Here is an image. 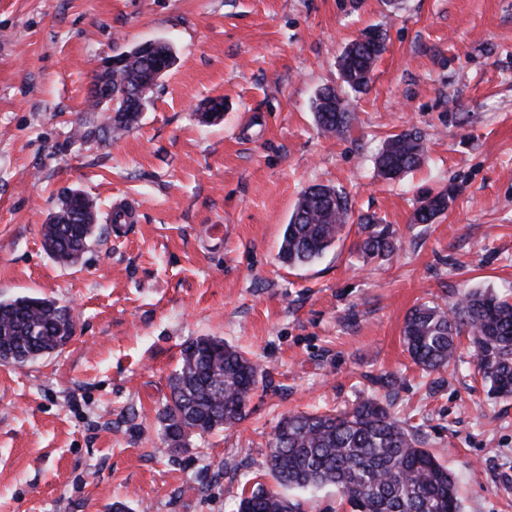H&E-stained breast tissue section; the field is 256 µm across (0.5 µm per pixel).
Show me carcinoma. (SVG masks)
Segmentation results:
<instances>
[{
    "instance_id": "1",
    "label": "carcinoma",
    "mask_w": 512,
    "mask_h": 512,
    "mask_svg": "<svg viewBox=\"0 0 512 512\" xmlns=\"http://www.w3.org/2000/svg\"><path fill=\"white\" fill-rule=\"evenodd\" d=\"M379 41L354 40L338 60L347 74L342 85L355 93L368 86L385 50ZM124 65L112 76L122 93L147 78L151 58L136 48L117 55ZM345 95L326 88L315 96L313 112L319 128L340 136L352 115L339 112ZM111 131L130 128L137 112L123 111L117 100ZM422 136L402 129L383 142L375 158L379 176L388 178L419 167L424 160ZM453 186L429 195L414 214L429 224L448 210ZM86 212L90 223L72 224L71 215ZM351 220L345 191L325 185L309 187L285 225L279 259L289 266L313 262L340 240ZM91 200L84 194H61L57 210L42 228L43 248L63 263H76L95 234ZM357 251L367 260H384L397 248L395 230L373 216L361 218ZM71 310L45 297L19 296L0 301V362L24 365L63 349L73 338ZM467 337L478 374L490 389L512 397V302L479 288L460 294L448 308L414 306L406 315L403 341L413 363L432 373L447 368ZM264 369L234 346L202 336L181 351L170 377V398L159 419L169 449L185 446L189 436L227 429L243 419L263 380ZM390 394L370 395L334 414L297 413L283 418L268 443L267 470L272 484L243 494L238 512H297L283 490L333 486L347 499L351 512H461L455 478L423 446L406 422L389 410Z\"/></svg>"
}]
</instances>
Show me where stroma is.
I'll return each mask as SVG.
<instances>
[{
    "label": "stroma",
    "mask_w": 512,
    "mask_h": 512,
    "mask_svg": "<svg viewBox=\"0 0 512 512\" xmlns=\"http://www.w3.org/2000/svg\"><path fill=\"white\" fill-rule=\"evenodd\" d=\"M387 35L342 137L312 101L371 27ZM176 61L134 128L83 140L97 60L151 40ZM224 99L221 121L201 114ZM421 132L426 161L380 179L382 141ZM330 184L353 217L396 228L385 261L349 230L313 264L278 259L301 192ZM455 186L433 223L414 213ZM67 188L92 198L75 265L43 248ZM133 224L109 221L116 202ZM472 288L512 301V0H0V300L71 309L76 334L25 366L0 363V512H237L266 482L285 416L336 411L396 379L391 411L456 477L463 512H512V397L471 351L422 373L402 341L420 302ZM216 336L267 374L234 427L168 450L158 418L184 345Z\"/></svg>",
    "instance_id": "1"
}]
</instances>
